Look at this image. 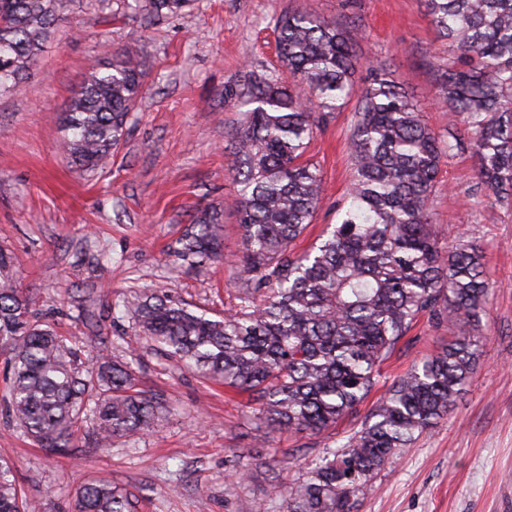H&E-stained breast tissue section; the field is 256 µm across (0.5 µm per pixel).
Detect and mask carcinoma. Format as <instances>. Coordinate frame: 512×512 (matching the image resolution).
<instances>
[{
    "label": "carcinoma",
    "instance_id": "cac0c4a2",
    "mask_svg": "<svg viewBox=\"0 0 512 512\" xmlns=\"http://www.w3.org/2000/svg\"><path fill=\"white\" fill-rule=\"evenodd\" d=\"M448 40L434 70L440 103L461 118L466 141L438 137L390 76L371 66L367 84L356 27L308 10L276 19L281 68L246 66L224 84V106L244 111L231 133L229 171L242 248L236 309L222 315L165 289L134 302L136 336L205 381L246 392L277 432L320 434L345 419L378 382L381 366L423 316L448 324V347L400 376L346 442L326 449L305 476L278 486L285 512H350L375 473L454 407L480 356L479 328L491 292L480 246L440 243L430 201L445 160L465 150L481 182L512 203V0H422ZM73 0H0V95L18 93L30 68L71 12ZM194 0H131L149 21L177 16ZM144 59L129 44L91 61L62 112L59 146L80 172L96 170L127 132L143 91ZM357 98L350 129L352 185L338 222L320 242L293 246L323 200L308 147L329 117ZM223 214L196 210L178 240L192 267L223 259ZM0 356L7 412L36 445L74 455L80 445L160 428L161 397L137 387L129 363L89 361L66 344L19 287L0 249ZM0 512H42L0 459ZM70 512H136L133 495L107 478L83 482Z\"/></svg>",
    "mask_w": 512,
    "mask_h": 512
}]
</instances>
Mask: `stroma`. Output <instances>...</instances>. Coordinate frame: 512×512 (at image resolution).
<instances>
[{"label":"stroma","instance_id":"stroma-1","mask_svg":"<svg viewBox=\"0 0 512 512\" xmlns=\"http://www.w3.org/2000/svg\"><path fill=\"white\" fill-rule=\"evenodd\" d=\"M299 7L358 25L357 54L389 63L435 133L467 135L438 103L434 65L447 59L448 43L418 0H197L152 26L75 0L23 91L0 97V248L13 254L38 312L68 344L130 362L168 411L158 431L68 458L34 445L0 399V458L14 463L22 492L44 512H68L78 485L98 477L132 492L137 512H251L259 502L284 512L274 486L302 478L307 463L359 429L356 418L313 436L266 432L248 394L203 381L135 341L131 318L145 289L169 288L217 313L235 305L240 237L232 211L224 213L223 261L190 269L174 249L190 211L223 208L234 189L226 130L242 116L224 105L225 81L247 65L278 66L274 23ZM105 37L116 51L138 41L144 91L112 156L80 173L58 153V120ZM352 113H334L309 148L326 198L300 248L335 223L349 189ZM431 213L443 241L462 235L486 252L492 290L481 356L448 416L378 472L352 512H512V205L496 201L463 152L443 166ZM448 336L447 326L421 318L383 364L375 395Z\"/></svg>","mask_w":512,"mask_h":512}]
</instances>
